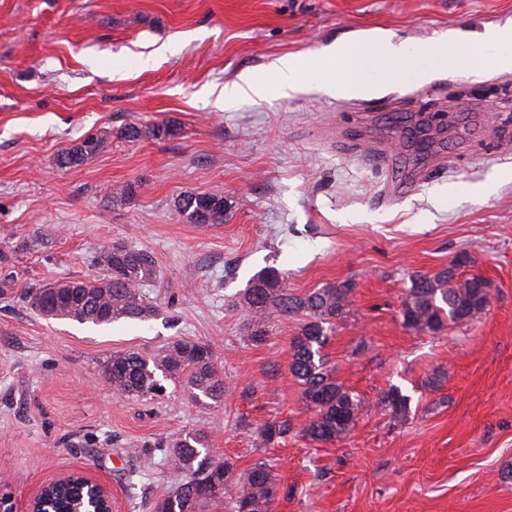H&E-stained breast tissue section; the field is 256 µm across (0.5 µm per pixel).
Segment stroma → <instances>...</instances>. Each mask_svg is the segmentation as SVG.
<instances>
[{
	"label": "stroma",
	"instance_id": "35a3bbf8",
	"mask_svg": "<svg viewBox=\"0 0 512 512\" xmlns=\"http://www.w3.org/2000/svg\"><path fill=\"white\" fill-rule=\"evenodd\" d=\"M512 25V0H0V478L16 507L35 486L83 467L112 488V512H152L179 482L154 445L190 429L236 472L271 467L272 512H512V71L400 78L339 99L303 83L288 98L217 96L246 69L393 34L411 46ZM167 122L178 136L130 142ZM107 147L63 169L87 137ZM491 182V194H474ZM134 184L126 202L113 192ZM217 194L224 223L175 210ZM120 241L154 255L147 320L107 327L44 319L20 295L93 279L92 256ZM492 282L485 313L438 335L404 326L415 274L447 268ZM273 267L300 294L353 285L323 349L366 403L344 439L315 443L313 414L289 372L302 316L275 319L252 345L234 305ZM178 338L211 345L224 401L177 392L116 396L101 364ZM400 386L406 421L377 407ZM285 439L260 443L267 424ZM179 134V129L171 125L169 123H158L154 124L151 127H146L144 132L137 126H129L126 127L123 132H121V136L127 141H135L140 139L143 135H148L149 137L162 140L166 138H172Z\"/></svg>",
	"mask_w": 512,
	"mask_h": 512
}]
</instances>
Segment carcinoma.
Returning <instances> with one entry per match:
<instances>
[{
	"instance_id": "1",
	"label": "carcinoma",
	"mask_w": 512,
	"mask_h": 512,
	"mask_svg": "<svg viewBox=\"0 0 512 512\" xmlns=\"http://www.w3.org/2000/svg\"><path fill=\"white\" fill-rule=\"evenodd\" d=\"M179 129L158 123L145 129L129 126L121 136L135 141L146 135L156 140L172 138ZM106 139L88 137L67 147L58 156L59 166L73 168L104 148ZM176 212L191 224L202 227L224 223V197L187 194L175 202ZM93 261L102 275L89 280H56L33 288L24 303L47 319H69L80 324L108 325L120 319L146 321L158 313L144 289L154 286L159 270L153 254L125 243L95 251ZM353 285L330 283L303 294L291 293L284 276L266 267L249 280L236 297L235 305L245 316L244 333L253 345L265 343L275 317L301 314L305 317L290 344L289 372L302 387L314 414L303 432L315 443L345 437L362 414L365 403L336 379L322 350L336 320L347 314ZM493 288L482 277L457 280L448 270L433 275L417 274L411 280L402 308L405 327L418 333H437L448 323L460 324L481 316L490 304ZM114 393L135 400L162 398L170 381L189 391L198 403L218 406L224 401V379L214 364L212 347L202 341L176 339L152 354L114 351L102 364ZM411 398L392 386L378 399L377 406L396 419H404ZM209 435L189 430L157 443L170 470L184 479L166 497L152 505L153 512H209L219 505L228 512H270L277 494L271 468L258 462L239 476L234 463L216 460L206 453Z\"/></svg>"
}]
</instances>
